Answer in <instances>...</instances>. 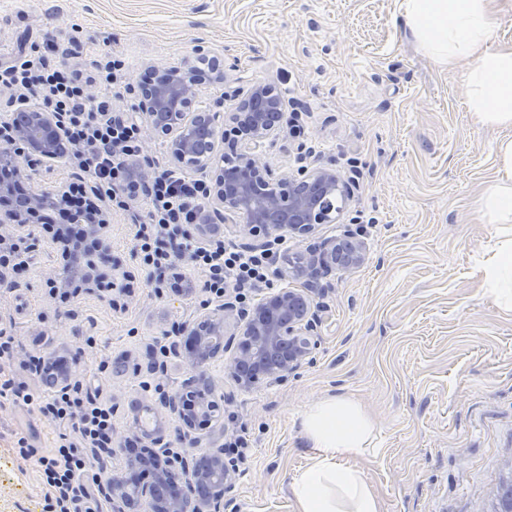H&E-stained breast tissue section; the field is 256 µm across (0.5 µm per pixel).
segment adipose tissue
<instances>
[{"instance_id": "adipose-tissue-1", "label": "adipose tissue", "mask_w": 512, "mask_h": 512, "mask_svg": "<svg viewBox=\"0 0 512 512\" xmlns=\"http://www.w3.org/2000/svg\"><path fill=\"white\" fill-rule=\"evenodd\" d=\"M496 0H404L403 12L420 49L436 64L470 61L466 79L477 121L512 126V46L489 48ZM501 178L480 201L496 231L490 238L484 286L512 311V140L498 144ZM301 426L311 448L290 488L296 512H382L360 461L374 454L376 425L356 400L336 395L309 403Z\"/></svg>"}]
</instances>
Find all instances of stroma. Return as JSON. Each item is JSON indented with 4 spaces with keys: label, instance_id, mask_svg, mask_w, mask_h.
Instances as JSON below:
<instances>
[{
    "label": "stroma",
    "instance_id": "stroma-1",
    "mask_svg": "<svg viewBox=\"0 0 512 512\" xmlns=\"http://www.w3.org/2000/svg\"><path fill=\"white\" fill-rule=\"evenodd\" d=\"M400 2L0 0V47L46 36L85 61L107 49L124 60L116 113L136 102L144 63L167 66L205 46L223 57L227 80L205 89L198 109L231 111L229 86L272 85L289 122L256 153L280 171L324 166L356 184L340 220L316 236L356 228L365 260L316 293L312 361L283 384L236 392L222 427L202 438L206 449L232 434L246 440L231 512H295L290 483L310 455L300 414L324 396H349L376 422L378 452L361 467L382 512H486L512 462V311L484 293L480 258L494 227L479 215L500 176L496 147L512 140V127L476 123L469 61L435 64ZM24 172L37 191L93 184L62 160ZM100 207L112 255L134 277L126 309L86 293L52 297L47 280L62 264L56 253L30 251L26 268L0 275V334L16 345L0 368L34 389L31 356L66 357L90 397L116 405L120 435L132 401H157L188 377L183 358L162 355L159 344L207 294L201 275L180 264L192 293L149 284L133 211ZM121 354L129 372H100ZM59 432L51 415L0 398V512H51L36 458L21 457L16 441L45 455Z\"/></svg>",
    "mask_w": 512,
    "mask_h": 512
}]
</instances>
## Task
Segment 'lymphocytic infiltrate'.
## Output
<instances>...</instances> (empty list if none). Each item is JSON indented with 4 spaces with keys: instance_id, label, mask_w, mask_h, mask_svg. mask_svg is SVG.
<instances>
[{
    "instance_id": "lymphocytic-infiltrate-1",
    "label": "lymphocytic infiltrate",
    "mask_w": 512,
    "mask_h": 512,
    "mask_svg": "<svg viewBox=\"0 0 512 512\" xmlns=\"http://www.w3.org/2000/svg\"><path fill=\"white\" fill-rule=\"evenodd\" d=\"M66 55L50 42L41 49L1 50L0 88L12 90L24 106L56 115L69 146V165L90 176L109 205L127 210L143 201L146 211L136 239L149 276L164 279L178 255L203 273L213 298H222L230 286L241 292L272 287L269 255L237 249L220 237L202 243L186 234L185 225L195 223L209 198L203 179L166 167L150 180L134 178V169L147 160L141 123L130 113L113 114L110 98L123 61L105 52L80 65ZM95 85L104 97L90 95ZM43 408L64 427L50 454L39 459L56 512H102L83 475L91 465L90 451L112 445L111 408L85 401L78 382L67 394L51 396Z\"/></svg>"
}]
</instances>
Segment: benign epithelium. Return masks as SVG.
<instances>
[{"mask_svg":"<svg viewBox=\"0 0 512 512\" xmlns=\"http://www.w3.org/2000/svg\"><path fill=\"white\" fill-rule=\"evenodd\" d=\"M193 54L207 59L210 69L199 70L189 58L162 69L148 64L136 89L150 130L169 139L175 161L209 183L214 210L197 220L195 233H213L219 215L249 240L247 248L265 249L280 237L309 238L320 225L335 222L341 213L338 202L353 195L350 182L322 166L279 172L252 149L254 142L274 135L283 124V100L270 87L258 85L224 93L236 101L232 112L195 111L206 85L225 80V72L204 46H196ZM7 127L8 135L0 139V168L16 172L21 158H60L56 147L64 135L53 113L20 106L9 113ZM229 142L232 151L219 153V145ZM63 196L62 190L50 196L33 189L20 194L11 182L0 181V227L41 243L47 235H35L33 219L48 203H62ZM110 253L101 241L92 250L69 256L63 271L48 279L49 287H71L76 273L109 262ZM364 257V242L351 232L342 239H322L288 261L292 274L303 279L302 287L282 288L247 309L237 307L226 293L217 307L205 304L183 322L179 335L190 338L191 345L187 348L173 341L170 349L188 363L192 375L181 390L162 396L148 408L178 418L179 439L185 448L169 449L160 429L130 431L118 448L129 474H114L103 484L112 499V512H224V495L234 485L238 467L224 460L222 448L209 451L206 466L198 462L200 434L217 422L219 411L213 398L202 395L203 361L231 352L225 370L240 391L287 381L312 360L317 349L315 330L320 317L312 295L321 290L320 279L337 269H356ZM129 278L123 265L112 264V287L119 294L129 295ZM137 440L159 449L151 454V465L142 467L127 455L126 445ZM199 485L207 488L203 496L194 495Z\"/></svg>","mask_w":512,"mask_h":512,"instance_id":"1","label":"benign epithelium"}]
</instances>
